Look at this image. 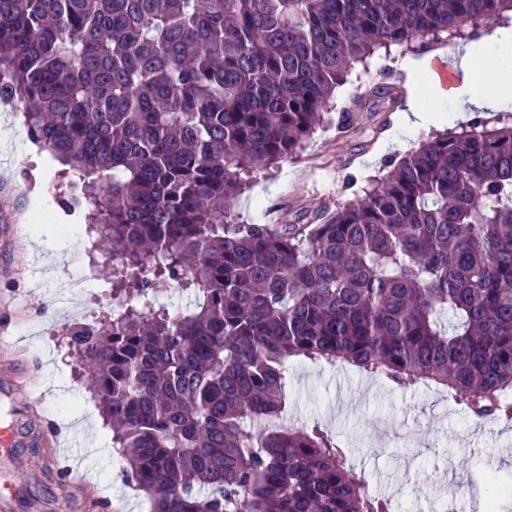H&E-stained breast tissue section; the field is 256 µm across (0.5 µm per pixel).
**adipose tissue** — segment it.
<instances>
[{
    "mask_svg": "<svg viewBox=\"0 0 512 512\" xmlns=\"http://www.w3.org/2000/svg\"><path fill=\"white\" fill-rule=\"evenodd\" d=\"M488 43L491 52L484 67L476 65V47H468L466 53L459 58L456 66L464 74L460 85L445 89L434 78L427 90H413L405 103L404 121L419 127L443 124L441 113L422 104L420 97L424 94L433 99L445 94L452 96L457 103L456 117L462 121L467 119L473 109L497 110L512 103V72L503 68L505 59L512 57V29H497Z\"/></svg>",
    "mask_w": 512,
    "mask_h": 512,
    "instance_id": "adipose-tissue-1",
    "label": "adipose tissue"
}]
</instances>
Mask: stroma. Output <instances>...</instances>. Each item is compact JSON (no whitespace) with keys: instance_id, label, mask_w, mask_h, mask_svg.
I'll use <instances>...</instances> for the list:
<instances>
[{"instance_id":"1","label":"stroma","mask_w":512,"mask_h":512,"mask_svg":"<svg viewBox=\"0 0 512 512\" xmlns=\"http://www.w3.org/2000/svg\"><path fill=\"white\" fill-rule=\"evenodd\" d=\"M23 127L22 116L8 122L0 118V170L11 175L9 186L0 189V212L7 217L0 222V326L9 327V341L27 353L40 377L20 387L16 398L0 397V425L27 421L29 402H37V425L56 431L59 444L58 450L42 445L34 453L42 465L37 489L59 497L64 512L81 510L69 492V478L52 462L56 452L81 460L85 482L100 499L96 512H149L148 497L122 485L111 453L88 455L89 437L108 441L112 430L68 336L56 334L55 326L75 322L79 310L110 317L113 306L101 290L71 291L70 276L89 264L93 241L63 237L55 223L42 228L43 253L53 258L55 274L39 287L38 262L29 254V222L42 208L61 213L63 179L57 162H46L45 152L16 148L15 135ZM435 133L432 127L405 124L398 110L364 116L357 129L343 135L333 125L321 126L298 155L252 178L235 213L244 223L289 224L299 212L336 208L381 171L384 158L404 157L406 149H418ZM288 416L335 434L350 448L354 471L371 491L392 495L397 512H415L441 491L440 480L425 476L429 450L437 443L456 450L454 480L475 476L485 490L484 470L512 476V426L475 420L424 385L391 389L349 366L295 362L289 371Z\"/></svg>"}]
</instances>
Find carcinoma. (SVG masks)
I'll return each mask as SVG.
<instances>
[{
  "mask_svg": "<svg viewBox=\"0 0 512 512\" xmlns=\"http://www.w3.org/2000/svg\"><path fill=\"white\" fill-rule=\"evenodd\" d=\"M478 21L509 24L512 0H0V99L65 166L120 306L69 342L151 512H395L332 433L286 421L295 361L512 421V112L332 211H232L320 125L402 102L383 70L335 105L357 66ZM164 282L195 304L170 310Z\"/></svg>",
  "mask_w": 512,
  "mask_h": 512,
  "instance_id": "obj_1",
  "label": "carcinoma"
}]
</instances>
